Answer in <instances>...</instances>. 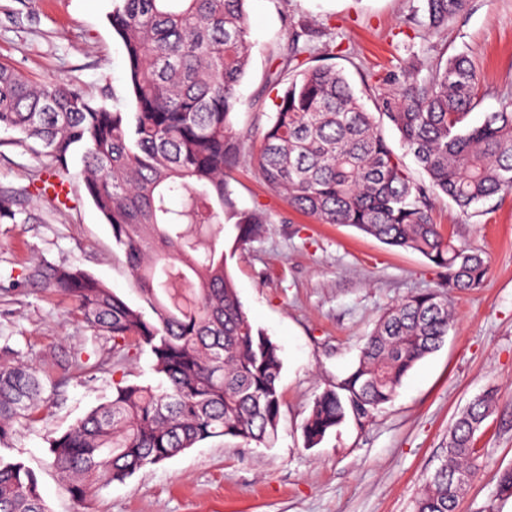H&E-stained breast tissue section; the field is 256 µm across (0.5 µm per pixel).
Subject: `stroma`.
Masks as SVG:
<instances>
[{
	"label": "stroma",
	"instance_id": "obj_1",
	"mask_svg": "<svg viewBox=\"0 0 512 512\" xmlns=\"http://www.w3.org/2000/svg\"><path fill=\"white\" fill-rule=\"evenodd\" d=\"M419 5L248 0L250 65L233 136L260 144L276 111L274 56L295 30L305 31L313 48L311 65L342 69L370 110L371 88L401 79L415 60L467 55L482 97L469 122L481 124L512 99V0H469L437 35L412 24ZM111 8V0H0V63L36 82L74 83L89 97L109 88L116 106L132 109L125 52L106 19ZM14 138L0 129V187L18 190L22 208L38 220L0 224V346L38 367L78 344L108 351L109 339L93 337L69 315L68 300L30 291L23 278L42 260L77 264L140 305L112 230L84 194L79 159L66 176L71 200L56 213L43 198L40 158ZM231 186L240 207L263 209L270 218L228 265L252 322L280 348L282 418L273 445L210 438L76 500L51 464L49 438L104 403L116 385L150 384L152 357L138 352L91 380L60 370L35 422L8 450L35 473L49 512H413L455 419L491 390L497 408L476 436L479 472L457 512H512V498L498 494L500 474L512 470V195L468 212L435 200L437 223L486 259L484 285L456 296L443 344L408 373L392 403L368 424L346 419L310 448L302 426L315 397L349 373L387 309L438 288L445 272L419 253L293 210L250 165L237 167Z\"/></svg>",
	"mask_w": 512,
	"mask_h": 512
}]
</instances>
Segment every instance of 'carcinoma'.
<instances>
[{
    "instance_id": "cac0c4a2",
    "label": "carcinoma",
    "mask_w": 512,
    "mask_h": 512,
    "mask_svg": "<svg viewBox=\"0 0 512 512\" xmlns=\"http://www.w3.org/2000/svg\"><path fill=\"white\" fill-rule=\"evenodd\" d=\"M246 2L112 0L109 22L125 49L131 112L109 104L108 93L96 99L61 80L34 83L0 64V128L37 144L47 169L63 173L80 158L84 191L109 224L142 302L129 305L75 265L31 266L29 290L68 297L71 314L112 341L93 363L79 345L55 366L91 378L133 347L149 350L158 379L116 386L111 399L49 440L52 465L78 500L212 437L268 447L277 435L279 347L249 319L224 253L225 226L238 246L269 223L264 211L238 207L230 184L244 152L230 125L249 65ZM467 2L422 0L414 20L438 32ZM306 52L297 32L277 52L273 75L284 90L250 161L292 209L420 253L445 271L448 288L411 295L384 314L350 373L314 400L303 424L313 448L348 415L368 422L391 403L448 335L447 293L483 284L485 259L434 221L432 199L444 196L467 211L512 194V101L469 125L481 96L471 61L458 54L438 58L426 78L413 66L398 85L372 88L373 113L342 70L308 66ZM384 119L426 181H416L388 145ZM18 214L17 192L0 187V223ZM53 367H33L0 347V447L35 418ZM496 402L485 393L456 419L414 512H455L477 469L475 434ZM0 512H48L34 473L2 454Z\"/></svg>"
}]
</instances>
